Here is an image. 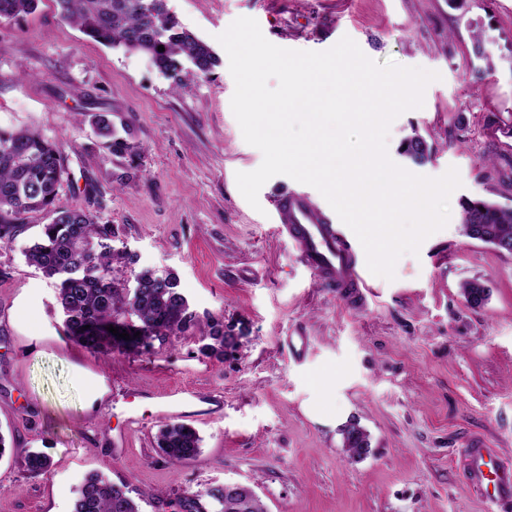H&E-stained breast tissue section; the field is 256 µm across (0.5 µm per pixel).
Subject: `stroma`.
Returning <instances> with one entry per match:
<instances>
[{
  "instance_id": "obj_1",
  "label": "stroma",
  "mask_w": 512,
  "mask_h": 512,
  "mask_svg": "<svg viewBox=\"0 0 512 512\" xmlns=\"http://www.w3.org/2000/svg\"><path fill=\"white\" fill-rule=\"evenodd\" d=\"M221 60L181 87L144 54L94 42L60 20L54 0L0 21V128L60 143L59 199L98 212L124 268L174 271L199 316L239 337L217 359L199 336L104 356L66 337L55 292L23 256L50 217L25 215L0 247V512H72L93 470L133 490L143 512H179L212 484L254 486L267 512H512L469 491L461 455L483 439L512 463V254L462 235L461 197L512 207V0H168ZM287 49L324 51L352 38L370 59L439 72L422 108L390 127L391 159L428 177L459 171L450 219L400 257L394 280L370 276L362 302L319 283L274 229V205L302 190L277 175L253 209L237 172L262 163L232 113L235 83L217 37L239 17ZM493 69L476 73L474 31ZM97 112L126 123L136 159L99 148ZM421 135L432 158L398 148ZM490 290L484 306L464 281ZM307 337L303 352L291 338ZM368 432L360 460L342 448L337 415ZM195 428L197 458L174 467L156 435ZM46 453L33 476L21 457Z\"/></svg>"
}]
</instances>
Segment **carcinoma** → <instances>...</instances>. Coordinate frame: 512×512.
Returning a JSON list of instances; mask_svg holds the SVG:
<instances>
[{
    "mask_svg": "<svg viewBox=\"0 0 512 512\" xmlns=\"http://www.w3.org/2000/svg\"><path fill=\"white\" fill-rule=\"evenodd\" d=\"M60 18L95 42L147 55L175 84L182 75L205 76L220 62L213 49L170 12L167 0H55ZM38 0H0V20L33 13ZM165 51H158V46ZM99 146L124 157L138 154L132 134L121 135L106 112L92 115ZM402 154L423 165L432 147L415 135L402 143ZM65 174L60 145L30 128L0 129V244L11 243L24 213L47 212L52 221L24 253L26 262L54 280L67 338L93 352L166 343L182 333L199 331L206 355L221 358L224 349L238 345V337L224 331V322L204 320L191 310L179 280L172 273L143 268L134 285L117 276L118 268L135 263L134 256L112 247V225L100 223L97 213L59 204L58 189ZM460 229L464 236L503 251L512 245V209L483 198L459 200ZM465 301L480 306L488 289L478 280L462 285ZM115 326L130 339L107 330ZM201 439L188 425L169 423L157 435V447L173 464L186 465L200 452ZM342 447L351 459L370 452V436L357 424L342 430ZM24 468L40 475L50 460L39 451L29 452ZM184 512H265L250 486L234 495L215 484L179 500ZM73 512H142L132 490L116 484L101 472L88 473L77 492Z\"/></svg>",
    "mask_w": 512,
    "mask_h": 512,
    "instance_id": "obj_1",
    "label": "carcinoma"
}]
</instances>
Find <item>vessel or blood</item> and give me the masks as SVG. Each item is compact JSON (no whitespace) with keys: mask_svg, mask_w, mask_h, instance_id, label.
I'll return each instance as SVG.
<instances>
[{"mask_svg":"<svg viewBox=\"0 0 512 512\" xmlns=\"http://www.w3.org/2000/svg\"><path fill=\"white\" fill-rule=\"evenodd\" d=\"M279 233L296 248L301 262L318 280L335 288L339 297L363 296L368 287L362 249L333 216L316 207L309 197L294 191L275 204ZM466 484L491 500L512 499V464L480 440H472L462 453Z\"/></svg>","mask_w":512,"mask_h":512,"instance_id":"1","label":"vessel or blood"}]
</instances>
